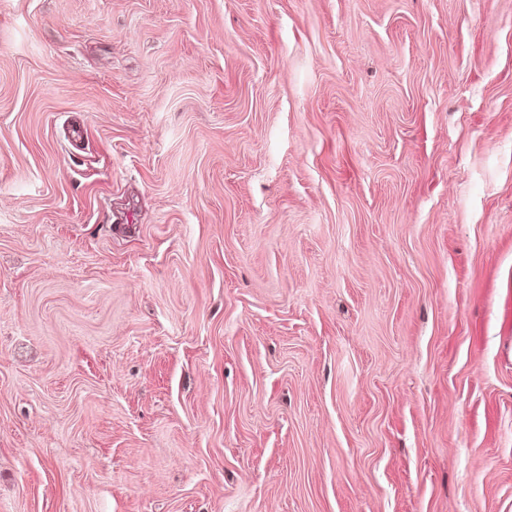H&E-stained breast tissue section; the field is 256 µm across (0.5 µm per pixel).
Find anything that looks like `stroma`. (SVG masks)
Here are the masks:
<instances>
[{"label":"stroma","mask_w":512,"mask_h":512,"mask_svg":"<svg viewBox=\"0 0 512 512\" xmlns=\"http://www.w3.org/2000/svg\"><path fill=\"white\" fill-rule=\"evenodd\" d=\"M511 286L512 0H0V512H512Z\"/></svg>","instance_id":"obj_1"}]
</instances>
